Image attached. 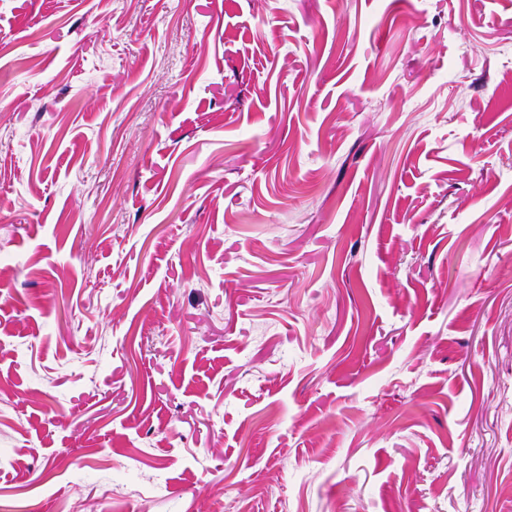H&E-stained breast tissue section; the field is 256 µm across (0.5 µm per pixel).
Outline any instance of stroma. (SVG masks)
I'll use <instances>...</instances> for the list:
<instances>
[{
  "instance_id": "stroma-1",
  "label": "stroma",
  "mask_w": 512,
  "mask_h": 512,
  "mask_svg": "<svg viewBox=\"0 0 512 512\" xmlns=\"http://www.w3.org/2000/svg\"><path fill=\"white\" fill-rule=\"evenodd\" d=\"M0 512H512V0H0Z\"/></svg>"
}]
</instances>
